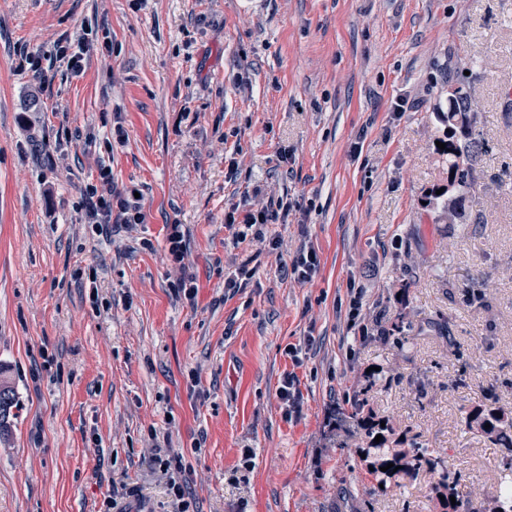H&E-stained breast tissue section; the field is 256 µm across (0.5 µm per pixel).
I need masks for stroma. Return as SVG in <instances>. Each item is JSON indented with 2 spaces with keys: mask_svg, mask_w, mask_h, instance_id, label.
<instances>
[{
  "mask_svg": "<svg viewBox=\"0 0 512 512\" xmlns=\"http://www.w3.org/2000/svg\"><path fill=\"white\" fill-rule=\"evenodd\" d=\"M87 26L108 42L75 73L54 48ZM30 53L47 84L20 69ZM452 74L480 145L462 196L439 148ZM511 96L512 0H0V366L17 397L0 512H104L111 497L175 512L160 448L181 460L190 512H440L426 473L374 494L360 435L335 430L365 385L376 414L491 496L504 451L460 420L512 411ZM104 168L143 223H85ZM272 197L294 207L264 240L225 228L230 207ZM306 243L320 270L303 283L287 268ZM243 265L252 278L225 288ZM370 367L385 372L372 385ZM167 242L169 244L168 252L172 257V262L178 267H183L186 254V244L184 233L182 231V225H168ZM279 397L287 407L286 416L288 419L292 418V414L297 413L301 400L299 379L293 371L284 374L279 386Z\"/></svg>",
  "mask_w": 512,
  "mask_h": 512,
  "instance_id": "1",
  "label": "stroma"
}]
</instances>
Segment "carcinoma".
Listing matches in <instances>:
<instances>
[{"label":"carcinoma","mask_w":512,"mask_h":512,"mask_svg":"<svg viewBox=\"0 0 512 512\" xmlns=\"http://www.w3.org/2000/svg\"><path fill=\"white\" fill-rule=\"evenodd\" d=\"M463 78L454 80V87L448 97V111L443 113V121L448 123V185L461 190L472 189L478 180L475 160L479 144L470 140L461 144L454 140L456 130L464 133L471 128L470 112L472 106L470 95L464 88ZM15 406V396L9 383L0 377V427L9 419ZM344 419L361 429L362 449L365 455L366 473L376 482L374 491L387 494L394 488H402L406 483L417 479L426 472L435 478L432 490L441 512H512V457L504 463L500 478V489L492 495L493 507L486 508L485 501L466 494L461 489V475L448 468L447 456L440 450L430 448L419 438L406 442L400 437L391 440L394 435L390 422L383 421L369 406L368 390L354 392L350 410ZM490 427H485V424ZM465 429L478 426L494 445H502L512 454V416L496 409L475 407L462 421ZM382 440L376 443V436ZM393 467L387 471L381 468L387 464ZM455 497L456 504H451L450 497Z\"/></svg>","instance_id":"1"}]
</instances>
